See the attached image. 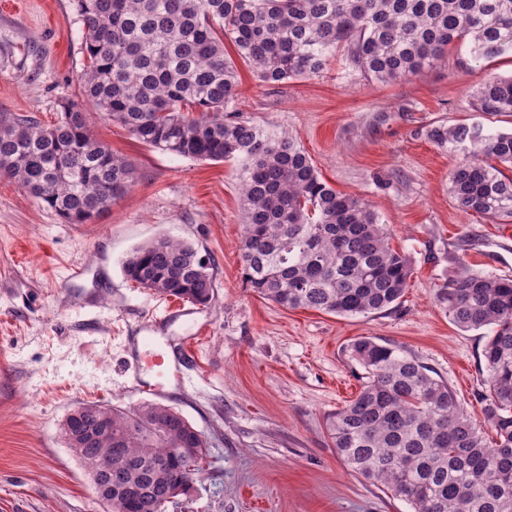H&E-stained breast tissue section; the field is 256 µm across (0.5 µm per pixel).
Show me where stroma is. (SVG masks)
I'll return each instance as SVG.
<instances>
[{"label": "stroma", "instance_id": "stroma-1", "mask_svg": "<svg viewBox=\"0 0 512 512\" xmlns=\"http://www.w3.org/2000/svg\"><path fill=\"white\" fill-rule=\"evenodd\" d=\"M83 24L74 0H0V113L55 124L83 104ZM243 119L296 135L336 190L365 198L389 225L414 273L398 307L367 317L285 310L241 278L238 164L195 161L150 148L102 114L94 134L127 158L136 183L91 224L64 223L0 175V512H103L61 424L83 402L135 408V328L157 348L197 337L187 388L166 406L206 440L203 471L167 512H412L353 472L326 430L354 399L364 370L349 354L363 336L403 347L447 381L487 440L479 354L482 331L457 327L435 293L456 271L512 279V224L462 212L449 192L454 154L427 135L435 125L512 116L471 109L483 80L512 75V54L474 61L468 43L435 67L381 84L337 52L319 74L261 84L237 62ZM167 235L193 244L211 267L214 296L161 325L157 297L125 280L132 250Z\"/></svg>", "mask_w": 512, "mask_h": 512}]
</instances>
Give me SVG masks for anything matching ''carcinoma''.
I'll return each mask as SVG.
<instances>
[{"mask_svg": "<svg viewBox=\"0 0 512 512\" xmlns=\"http://www.w3.org/2000/svg\"><path fill=\"white\" fill-rule=\"evenodd\" d=\"M84 30L82 93L95 111L143 144L197 161L240 162L241 275L286 310L365 316L399 305L413 267L390 245L368 202L324 181L297 137L240 118L230 43L256 80L277 84L323 70L346 51L372 81L434 67L459 42L477 62L512 51V0H74ZM472 108L512 114V77H491ZM458 155L450 193L465 213L512 221V130L481 123L428 132ZM0 174L68 224H89L135 184L137 171L91 131L88 112L63 106L48 127L0 114ZM461 271L436 300L454 324L487 330L479 357L493 443L448 383L415 356L361 337L351 356L366 371L355 399L328 415L337 454L413 512H512V279ZM127 280L158 296L207 303L214 278L190 243L161 236L123 263ZM62 423L85 469L112 478V512H163L202 472L206 441L158 403L122 410L95 402ZM126 459L112 467L113 449Z\"/></svg>", "mask_w": 512, "mask_h": 512, "instance_id": "obj_1", "label": "carcinoma"}]
</instances>
